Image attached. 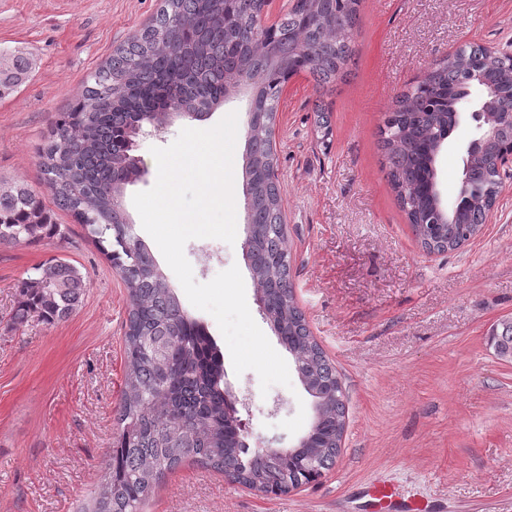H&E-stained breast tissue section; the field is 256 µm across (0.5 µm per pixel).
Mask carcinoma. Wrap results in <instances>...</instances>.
Here are the masks:
<instances>
[{"label": "carcinoma", "instance_id": "1", "mask_svg": "<svg viewBox=\"0 0 512 512\" xmlns=\"http://www.w3.org/2000/svg\"><path fill=\"white\" fill-rule=\"evenodd\" d=\"M363 0H293L270 25L268 0H162L59 114L38 158L55 205L87 230L111 261L130 301L117 432L83 512H141L165 477L185 462L279 496L319 480L336 462L346 430L347 393L310 331L290 281L275 126L286 83L300 74L330 90L350 74ZM26 55L0 53V98L28 79ZM252 93L244 196L251 236L247 259L262 302L299 380L318 403L310 444L293 453L250 450L238 441L237 411L224 387V357L203 323L184 309L146 243L131 233L127 186L145 170L136 139L159 132L168 111L208 113L241 84ZM486 108L482 150L465 158L456 204L439 207L437 161L472 94ZM512 52L465 45L396 94L380 128L387 176L421 246L454 251L479 233L503 187L501 159L512 152ZM60 233L40 197L0 182V243L36 244ZM81 271L62 260L22 279L18 325L55 322L83 302ZM488 344L512 363V317L494 324Z\"/></svg>", "mask_w": 512, "mask_h": 512}]
</instances>
